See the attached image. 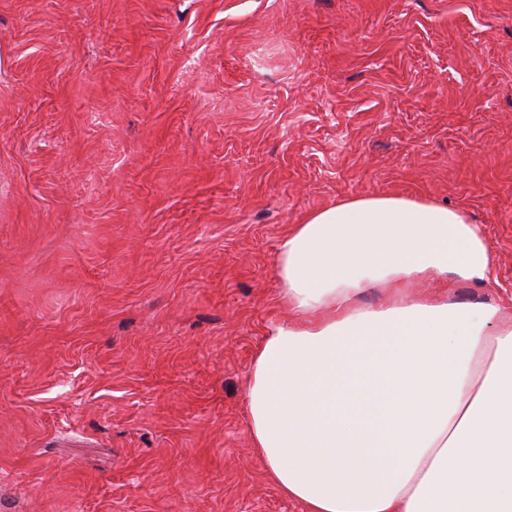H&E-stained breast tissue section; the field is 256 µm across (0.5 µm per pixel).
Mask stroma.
Wrapping results in <instances>:
<instances>
[{"instance_id":"stroma-1","label":"stroma","mask_w":512,"mask_h":512,"mask_svg":"<svg viewBox=\"0 0 512 512\" xmlns=\"http://www.w3.org/2000/svg\"><path fill=\"white\" fill-rule=\"evenodd\" d=\"M376 195L512 310V0H0V512H302L248 434L275 257Z\"/></svg>"}]
</instances>
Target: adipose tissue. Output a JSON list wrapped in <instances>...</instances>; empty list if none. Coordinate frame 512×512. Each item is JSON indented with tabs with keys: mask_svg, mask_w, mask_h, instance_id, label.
<instances>
[{
	"mask_svg": "<svg viewBox=\"0 0 512 512\" xmlns=\"http://www.w3.org/2000/svg\"><path fill=\"white\" fill-rule=\"evenodd\" d=\"M293 320L251 369L248 431L304 512H512V315L404 292L487 282L481 225L400 196L342 200L282 238ZM368 287L384 309L361 308Z\"/></svg>",
	"mask_w": 512,
	"mask_h": 512,
	"instance_id": "1",
	"label": "adipose tissue"
}]
</instances>
